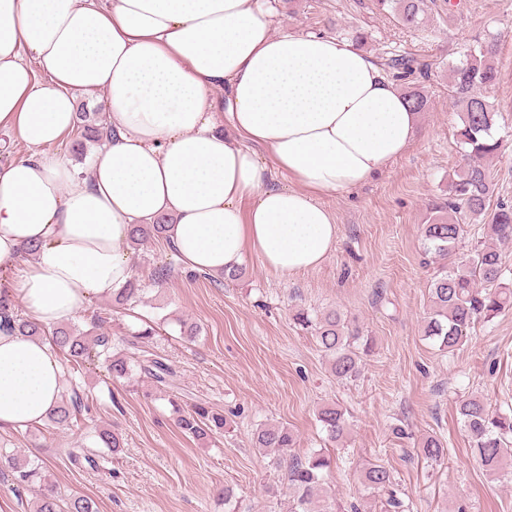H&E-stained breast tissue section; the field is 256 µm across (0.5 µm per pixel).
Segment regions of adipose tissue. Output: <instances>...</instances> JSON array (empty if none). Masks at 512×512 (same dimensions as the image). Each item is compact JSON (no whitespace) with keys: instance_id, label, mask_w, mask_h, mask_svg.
<instances>
[{"instance_id":"adipose-tissue-1","label":"adipose tissue","mask_w":512,"mask_h":512,"mask_svg":"<svg viewBox=\"0 0 512 512\" xmlns=\"http://www.w3.org/2000/svg\"><path fill=\"white\" fill-rule=\"evenodd\" d=\"M78 91L104 93L112 126L84 173L51 151ZM417 121L369 54L274 30L269 0H0V130L29 149L0 163L8 295L45 326L74 319L133 277L129 229L161 216L190 271L249 249L283 277L317 268L338 235L319 196L385 172ZM63 386L48 342L0 330V432L42 424Z\"/></svg>"}]
</instances>
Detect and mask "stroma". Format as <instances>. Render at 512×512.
I'll return each instance as SVG.
<instances>
[{"label":"stroma","instance_id":"35a3bbf8","mask_svg":"<svg viewBox=\"0 0 512 512\" xmlns=\"http://www.w3.org/2000/svg\"><path fill=\"white\" fill-rule=\"evenodd\" d=\"M273 25L347 41L364 33L362 50L382 67L398 56L414 58L409 83L425 90L428 105L413 143L362 187L320 195L339 232L316 269L282 277L249 251L242 276L227 281L185 271L161 241L131 251L142 303L96 298L76 322L87 326L92 310H101L103 330L115 339L153 325L156 334L138 356L168 364L172 386H155L137 371L119 381L101 367L80 371L75 379L90 398L88 410L64 427L0 432V453L35 460L62 494L89 496L98 512H285V470L253 445L261 426L282 425L296 436V455H330L328 492L340 512H350L353 501L361 512H383V496L361 484L370 463L390 469L406 512H512V482L492 479L477 463L457 413L459 400L472 394L495 410L512 407V309L477 323L450 353L423 336L438 268L423 226L462 163L449 70L487 44L496 48L498 71L489 92L493 133L503 141L489 204H512V0H427L415 29L375 0H275ZM161 264L171 273L157 283L151 271ZM300 311L314 319L337 312L372 338L355 380H336L313 331L298 324ZM185 322L199 329L194 342L180 332ZM198 402L223 412V434L199 441L180 431L176 408ZM327 404L348 419L342 442H331L318 420ZM104 426L124 442L111 471L74 466L69 448L92 444ZM396 426L407 438L395 437ZM431 436L448 448L442 463L419 452ZM228 486L235 492L229 503Z\"/></svg>","mask_w":512,"mask_h":512}]
</instances>
